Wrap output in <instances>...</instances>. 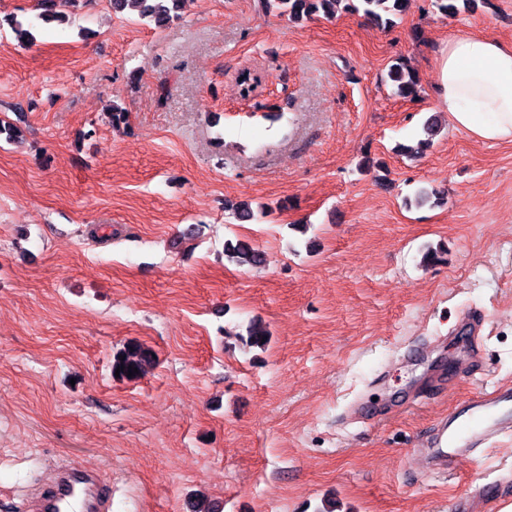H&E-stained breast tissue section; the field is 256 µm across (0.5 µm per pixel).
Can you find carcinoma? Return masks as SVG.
Listing matches in <instances>:
<instances>
[{
    "label": "carcinoma",
    "mask_w": 512,
    "mask_h": 512,
    "mask_svg": "<svg viewBox=\"0 0 512 512\" xmlns=\"http://www.w3.org/2000/svg\"><path fill=\"white\" fill-rule=\"evenodd\" d=\"M70 0H37L39 13L37 20L44 24L57 21L64 23L67 15L63 7ZM114 14L134 13L139 20L156 28H166L180 19L179 11L184 0H109ZM258 11L268 14L275 12L299 24L318 15L332 18L340 9L362 15L377 27H391L395 20L406 13L410 0H255ZM437 12L444 17H453L474 8V0H432ZM387 79L393 94L403 99L413 100L418 95V78L405 62L398 59L387 72ZM224 256L239 266L258 265L265 261L264 255L248 242L239 240L225 242ZM270 334L260 323L249 326L244 339L248 347L264 348ZM155 360L148 349L138 343H130L116 351L112 359V369H120L119 377L127 378L128 367L137 368L134 378L144 376Z\"/></svg>",
    "instance_id": "carcinoma-1"
}]
</instances>
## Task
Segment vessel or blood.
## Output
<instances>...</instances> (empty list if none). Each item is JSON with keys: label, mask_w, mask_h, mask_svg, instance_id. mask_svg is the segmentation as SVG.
I'll list each match as a JSON object with an SVG mask.
<instances>
[{"label": "vessel or blood", "mask_w": 512, "mask_h": 512, "mask_svg": "<svg viewBox=\"0 0 512 512\" xmlns=\"http://www.w3.org/2000/svg\"><path fill=\"white\" fill-rule=\"evenodd\" d=\"M512 438V386L497 385L474 393L466 404L453 410L435 426L425 452L440 472L454 469L460 459H474ZM496 485L481 483L450 502L452 512H482L496 500ZM112 482L101 470L76 463L57 468L54 476L35 484L22 512H109Z\"/></svg>", "instance_id": "b4317fda"}]
</instances>
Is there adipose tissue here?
<instances>
[{
  "label": "adipose tissue",
  "mask_w": 512,
  "mask_h": 512,
  "mask_svg": "<svg viewBox=\"0 0 512 512\" xmlns=\"http://www.w3.org/2000/svg\"><path fill=\"white\" fill-rule=\"evenodd\" d=\"M439 71L454 128L480 141L512 143V43L485 34L449 36Z\"/></svg>",
  "instance_id": "adipose-tissue-1"
}]
</instances>
